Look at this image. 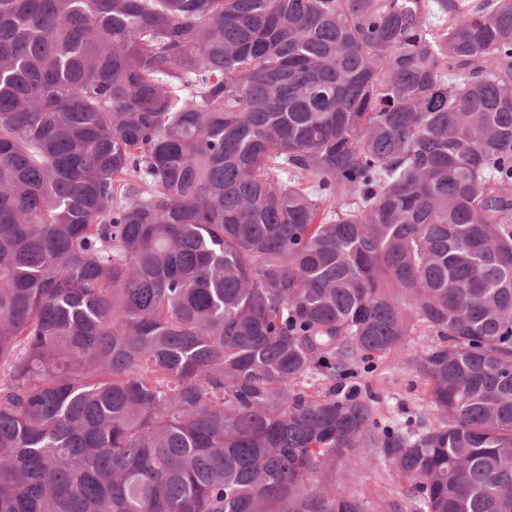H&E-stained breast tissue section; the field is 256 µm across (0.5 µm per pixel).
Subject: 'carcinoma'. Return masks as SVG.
Here are the masks:
<instances>
[{"label":"carcinoma","instance_id":"1","mask_svg":"<svg viewBox=\"0 0 512 512\" xmlns=\"http://www.w3.org/2000/svg\"><path fill=\"white\" fill-rule=\"evenodd\" d=\"M412 360L437 421L315 375ZM512 512V0H0V512ZM342 478L341 488L363 501L366 512H393L392 501L404 498L406 484L391 470L379 453L359 455L352 464L336 467V480Z\"/></svg>","mask_w":512,"mask_h":512}]
</instances>
